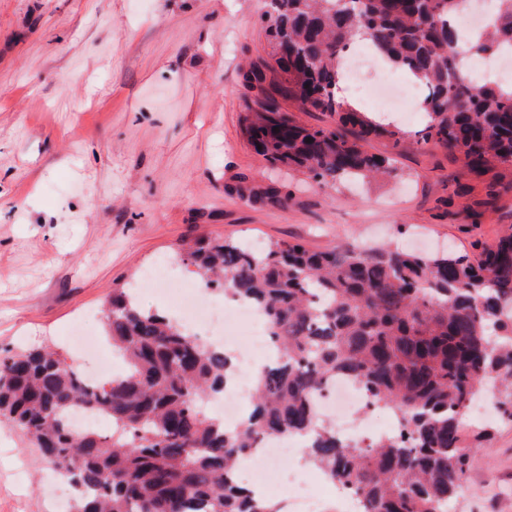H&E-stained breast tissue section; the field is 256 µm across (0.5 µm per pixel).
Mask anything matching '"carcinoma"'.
I'll return each mask as SVG.
<instances>
[{
	"mask_svg": "<svg viewBox=\"0 0 512 512\" xmlns=\"http://www.w3.org/2000/svg\"><path fill=\"white\" fill-rule=\"evenodd\" d=\"M465 0H273L270 62L244 74L274 93L243 102L245 132L272 169L306 173L320 187L376 179L392 160L364 142L404 131L373 123L336 94V62L359 31L379 60L422 87L427 117L419 144L456 153L477 174L512 168V92L479 85L456 62L512 52V0L478 39L455 24ZM325 112L336 127L307 128L278 98ZM311 142H306V139ZM204 288L254 303L270 324L277 360L259 373L253 409L230 431L210 414L231 366L224 348L200 343L182 324L114 288L106 335L126 372L87 384L58 350L0 354V422L21 429L43 461L68 478L69 512H278L232 477L258 437L308 435L311 464L362 496L364 512H448L473 448L462 417L488 383L512 420V228L473 261L454 252L397 246L311 250L273 241L261 253L203 237L179 254ZM393 408L399 429L355 448L322 421L313 397L336 376ZM81 406L112 432L73 431Z\"/></svg>",
	"mask_w": 512,
	"mask_h": 512,
	"instance_id": "cac0c4a2",
	"label": "carcinoma"
}]
</instances>
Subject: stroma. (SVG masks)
<instances>
[{"mask_svg": "<svg viewBox=\"0 0 512 512\" xmlns=\"http://www.w3.org/2000/svg\"><path fill=\"white\" fill-rule=\"evenodd\" d=\"M263 8L0 0V352L42 343L78 363L72 324L201 234L312 250L425 238L476 255L512 225V170L477 176L417 144L418 110L403 141L364 144L395 157L393 180L334 191L271 169L243 121V74L269 58ZM273 184L281 203L262 197ZM481 425L451 512H512V422L492 412ZM52 476L0 424V512H64Z\"/></svg>", "mask_w": 512, "mask_h": 512, "instance_id": "1", "label": "stroma"}]
</instances>
